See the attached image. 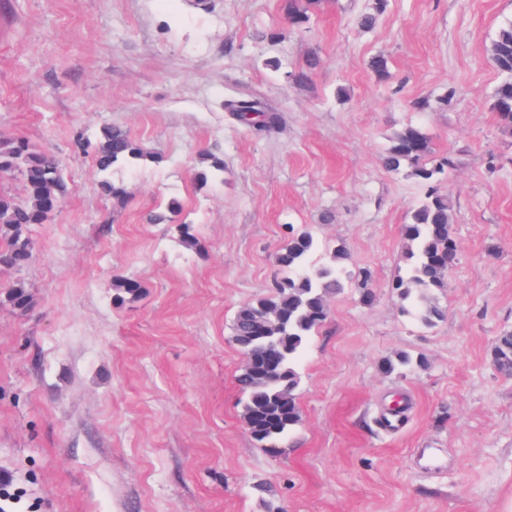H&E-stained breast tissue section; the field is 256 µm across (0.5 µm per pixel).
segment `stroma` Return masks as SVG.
Wrapping results in <instances>:
<instances>
[{
	"instance_id": "1",
	"label": "stroma",
	"mask_w": 512,
	"mask_h": 512,
	"mask_svg": "<svg viewBox=\"0 0 512 512\" xmlns=\"http://www.w3.org/2000/svg\"><path fill=\"white\" fill-rule=\"evenodd\" d=\"M374 2L324 0L297 26L287 0H0V137L57 152L65 184L26 231L30 261L0 269L9 512H512V378L492 363L512 331V134L488 57L512 0H388L360 29ZM240 97L270 105L276 129L226 112ZM106 125L160 157L113 169L120 202L91 160ZM408 125L455 162L438 188L459 255L431 327L392 289L424 189L380 156ZM205 151L224 171L203 186ZM172 201L175 223H149ZM183 224L201 250L181 246ZM292 228L316 240L312 263L345 246L376 297L329 299L299 364L302 421L273 457L241 419L231 324L270 293ZM118 276L143 294L114 301ZM399 352L426 368L381 373Z\"/></svg>"
}]
</instances>
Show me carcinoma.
<instances>
[{
	"label": "carcinoma",
	"mask_w": 512,
	"mask_h": 512,
	"mask_svg": "<svg viewBox=\"0 0 512 512\" xmlns=\"http://www.w3.org/2000/svg\"><path fill=\"white\" fill-rule=\"evenodd\" d=\"M322 0H288V18L297 25L309 21L308 12L319 7ZM387 0H376L373 11L358 21L362 29L372 28L384 12ZM489 59L501 75L493 93L492 109L504 128L512 130V23L501 27L488 48ZM239 120L258 130H270L278 116L267 110L261 101L248 97L229 104ZM154 158L128 131L105 126L93 151V162L102 175L100 188L114 200H123L125 190L115 185L109 175L117 165L136 166ZM385 169L397 172L408 169V176L425 188V198L410 213L403 227L406 241V274L396 279L392 288L400 301L415 302L414 314L421 324L432 326L445 319L432 291L447 287L448 274L457 259L459 245L451 233V206L448 196L439 193L437 182L454 166L449 155L436 156L427 136L416 126L408 125L396 132L381 158ZM205 168L198 173L201 184L220 176L224 161L208 154ZM20 170L26 200L18 202L0 196V226L10 232L8 246L0 250V265L20 269L29 259L24 230L32 224L44 223L64 198L61 163L51 152L33 150L22 139H0V173ZM317 244L308 231L290 233L275 255V265L282 273L273 292L241 305L233 319V340L239 350L254 356L236 376L243 395V422L252 437L267 453L277 456L284 451L290 433L302 419L296 397L299 386L297 368L310 337L329 316L328 298L345 288V261L348 252L336 248L330 262L316 266L310 256ZM360 297L370 303L375 299L370 275L365 273L354 281ZM115 300L141 294V282L120 277L113 281ZM492 360L497 371L512 377V332L496 337ZM424 357L416 359L398 353L385 360L387 374L403 376L408 371L424 369Z\"/></svg>",
	"instance_id": "cac0c4a2"
}]
</instances>
